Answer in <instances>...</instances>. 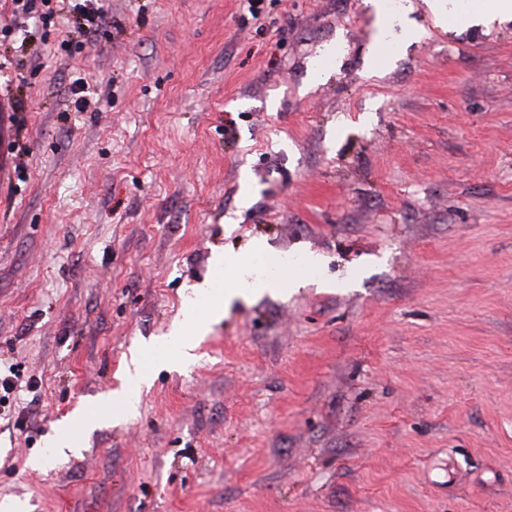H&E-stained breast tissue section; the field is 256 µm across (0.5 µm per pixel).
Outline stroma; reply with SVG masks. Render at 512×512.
I'll use <instances>...</instances> for the list:
<instances>
[{
    "mask_svg": "<svg viewBox=\"0 0 512 512\" xmlns=\"http://www.w3.org/2000/svg\"><path fill=\"white\" fill-rule=\"evenodd\" d=\"M412 2L423 38L375 71L362 0H103L98 32L0 42V359L29 385L0 400V501L512 512V21ZM257 240L325 287L236 302L132 416L50 448ZM434 24L448 29L489 28L512 20V0H423Z\"/></svg>",
    "mask_w": 512,
    "mask_h": 512,
    "instance_id": "obj_1",
    "label": "stroma"
}]
</instances>
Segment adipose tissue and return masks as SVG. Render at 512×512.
<instances>
[{"instance_id":"adipose-tissue-1","label":"adipose tissue","mask_w":512,"mask_h":512,"mask_svg":"<svg viewBox=\"0 0 512 512\" xmlns=\"http://www.w3.org/2000/svg\"><path fill=\"white\" fill-rule=\"evenodd\" d=\"M434 24L444 30L487 28L512 20V0H423ZM380 22V42L407 45L422 38V31L409 16L414 11L409 0H399L389 8L388 0H364ZM216 268L224 275V286L213 289L211 283L195 285L194 295L186 300L183 317L174 323L170 333L154 341L155 350L168 354L174 364L185 366L196 359L195 350L212 320L219 318L239 300L264 293H283L294 285L298 274L317 269L318 255L302 254L294 273L259 274L253 272L241 255L227 250L214 258Z\"/></svg>"}]
</instances>
